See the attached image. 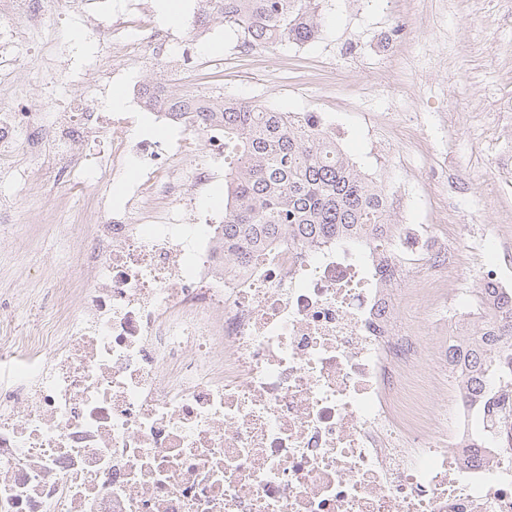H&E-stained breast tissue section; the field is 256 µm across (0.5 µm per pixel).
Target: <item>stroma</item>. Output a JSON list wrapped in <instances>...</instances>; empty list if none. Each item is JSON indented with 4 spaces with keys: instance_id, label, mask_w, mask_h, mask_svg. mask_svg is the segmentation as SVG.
I'll list each match as a JSON object with an SVG mask.
<instances>
[{
    "instance_id": "stroma-1",
    "label": "stroma",
    "mask_w": 512,
    "mask_h": 512,
    "mask_svg": "<svg viewBox=\"0 0 512 512\" xmlns=\"http://www.w3.org/2000/svg\"><path fill=\"white\" fill-rule=\"evenodd\" d=\"M317 38L304 44L246 47L238 32L204 39L198 71L180 77L161 65L134 68L130 81L161 82L173 93L232 97L283 112H313L335 130L357 167L398 206V225L428 224L454 232L460 255L447 280L420 294L424 322L437 296L465 288L480 311L483 279L512 278V265L469 249L473 237L512 246V20L498 0H319ZM36 55L26 56L13 87L31 111L62 108ZM14 221L0 223V319L17 335L52 313L56 277L81 287L52 219L71 217L80 195L57 186L24 161L0 182ZM433 336L432 328L424 330Z\"/></svg>"
}]
</instances>
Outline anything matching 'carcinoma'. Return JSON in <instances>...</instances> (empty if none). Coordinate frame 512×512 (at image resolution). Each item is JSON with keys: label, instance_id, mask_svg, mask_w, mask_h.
<instances>
[{"label": "carcinoma", "instance_id": "carcinoma-1", "mask_svg": "<svg viewBox=\"0 0 512 512\" xmlns=\"http://www.w3.org/2000/svg\"><path fill=\"white\" fill-rule=\"evenodd\" d=\"M317 0H200L202 14L257 45L303 44L320 21ZM156 103L192 108L191 95L165 94ZM209 114L224 120V142L236 166L224 172V257L248 262L264 245L285 236L313 245L353 241L376 255L390 224L387 195L361 174L336 136L314 113L299 119L248 101L211 99ZM484 321L468 345L448 346L468 371L473 390L489 389L497 370L512 372V350L492 352L512 338V293L492 285L481 291Z\"/></svg>", "mask_w": 512, "mask_h": 512}]
</instances>
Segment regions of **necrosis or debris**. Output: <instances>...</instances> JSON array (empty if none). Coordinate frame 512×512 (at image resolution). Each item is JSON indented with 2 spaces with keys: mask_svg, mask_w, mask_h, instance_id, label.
<instances>
[{
  "mask_svg": "<svg viewBox=\"0 0 512 512\" xmlns=\"http://www.w3.org/2000/svg\"><path fill=\"white\" fill-rule=\"evenodd\" d=\"M51 0H0V67L22 32L57 28ZM136 0L89 24L104 50L97 79L130 73L135 51L194 71V25L181 49ZM105 115L94 96L36 114L0 91V155L21 149L73 180L93 218L84 286L55 282V315L25 335L0 320V512H512V400L475 398L448 363L473 332L462 289L448 291V336L429 344L399 281L448 242L428 227L384 243L391 282L352 244L264 245L224 259V215L203 200L224 165V124L148 104ZM173 138L137 134L145 121ZM202 147L194 149L192 134ZM140 165L122 205L100 180ZM433 367L420 373L422 363Z\"/></svg>",
  "mask_w": 512,
  "mask_h": 512,
  "instance_id": "obj_1",
  "label": "necrosis or debris"
}]
</instances>
